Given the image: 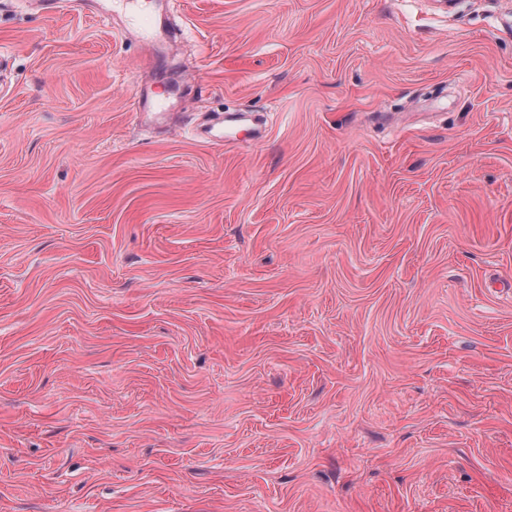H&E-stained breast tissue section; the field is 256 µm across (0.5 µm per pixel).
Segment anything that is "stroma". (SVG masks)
<instances>
[{"instance_id": "obj_1", "label": "stroma", "mask_w": 512, "mask_h": 512, "mask_svg": "<svg viewBox=\"0 0 512 512\" xmlns=\"http://www.w3.org/2000/svg\"><path fill=\"white\" fill-rule=\"evenodd\" d=\"M148 4L0 0V512H512V0Z\"/></svg>"}]
</instances>
